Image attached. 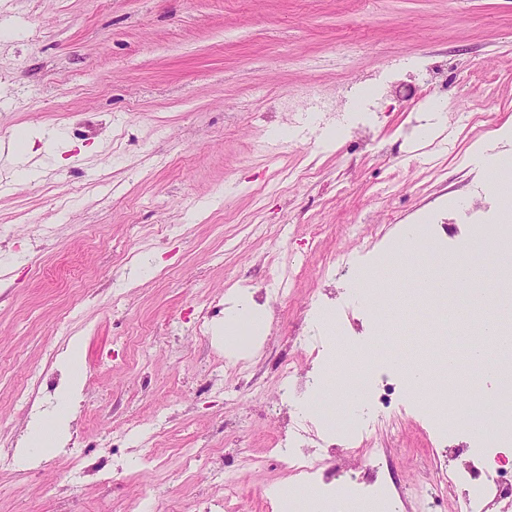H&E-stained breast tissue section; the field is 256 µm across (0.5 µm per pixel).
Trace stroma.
<instances>
[{
  "label": "stroma",
  "instance_id": "obj_1",
  "mask_svg": "<svg viewBox=\"0 0 512 512\" xmlns=\"http://www.w3.org/2000/svg\"><path fill=\"white\" fill-rule=\"evenodd\" d=\"M428 100L447 117L430 136ZM341 115L355 134L319 146ZM505 126L512 0H0V512H200L222 459L242 512H328L270 451L281 370L307 366L292 338L328 291L345 344L397 368L431 326L391 294L420 253L405 231L441 219L442 270L512 214ZM24 129L70 149L22 180ZM477 196L490 209L461 223L450 203ZM493 259L512 335V237ZM462 293L416 353L427 374L476 377ZM45 365L56 389L23 412L16 388ZM403 407L366 437L400 481L468 461L414 388Z\"/></svg>",
  "mask_w": 512,
  "mask_h": 512
}]
</instances>
